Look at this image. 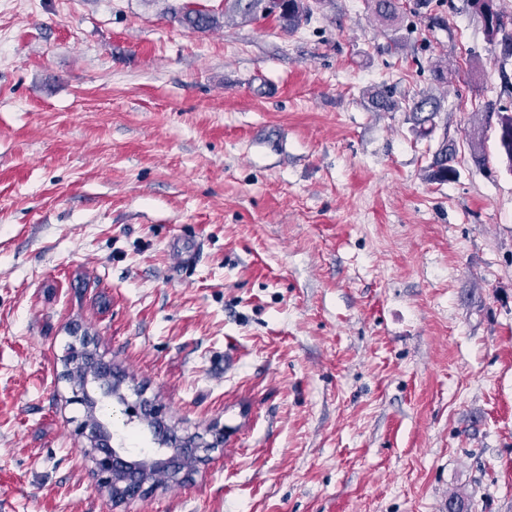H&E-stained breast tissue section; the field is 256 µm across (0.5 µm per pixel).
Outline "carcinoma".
Instances as JSON below:
<instances>
[{"mask_svg":"<svg viewBox=\"0 0 512 512\" xmlns=\"http://www.w3.org/2000/svg\"><path fill=\"white\" fill-rule=\"evenodd\" d=\"M370 9L377 20L388 27L397 26L402 18L400 0H370ZM472 8L482 19L487 38L500 42L501 61L512 59V18L500 11L494 0H469ZM312 11L311 0H224V10L215 12L190 2L183 5L175 18L182 26L198 31H213L237 20L254 23L274 18L285 31H293L308 18ZM441 111L440 101L428 94L421 95L408 107L415 133L430 137L435 129V118ZM486 116L476 119L469 134L471 157L475 165L485 166L486 155L482 146ZM497 137L501 157L512 169V112L504 109L497 113ZM455 150L441 145L432 155L425 169L429 181L446 182L455 174L453 166Z\"/></svg>","mask_w":512,"mask_h":512,"instance_id":"1","label":"carcinoma"}]
</instances>
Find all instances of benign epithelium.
<instances>
[{
	"label": "benign epithelium",
	"instance_id": "1",
	"mask_svg": "<svg viewBox=\"0 0 512 512\" xmlns=\"http://www.w3.org/2000/svg\"><path fill=\"white\" fill-rule=\"evenodd\" d=\"M73 364L79 370L90 368L97 374L98 381L112 385V394L119 391V383L112 376V365L100 358L90 346L76 350ZM73 401L89 408L86 419L80 422L78 433L88 441L85 451L93 464L97 486L110 482L124 491V498L133 499L147 492V481L157 473L169 481H179L186 474V460L199 458V452L216 447L222 439V430H214L213 441L207 442L200 436L179 438L172 433L163 417L162 410L151 404H143L139 419L152 425V433L161 449L153 457L127 460L123 449L112 445V432L96 414V400L78 382H73Z\"/></svg>",
	"mask_w": 512,
	"mask_h": 512
}]
</instances>
